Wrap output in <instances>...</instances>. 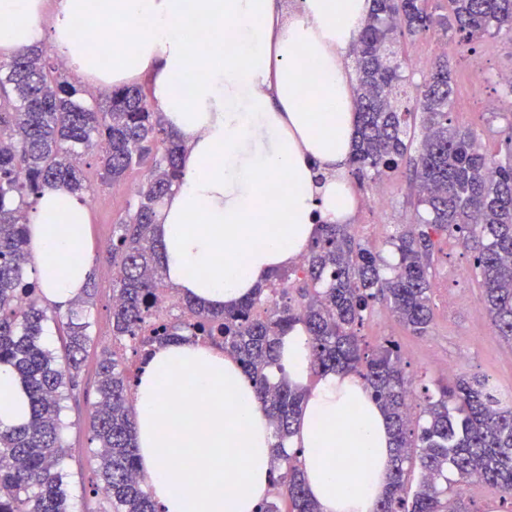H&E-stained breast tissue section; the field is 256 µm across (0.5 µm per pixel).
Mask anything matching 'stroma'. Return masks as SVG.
I'll use <instances>...</instances> for the list:
<instances>
[{"instance_id": "1", "label": "stroma", "mask_w": 512, "mask_h": 512, "mask_svg": "<svg viewBox=\"0 0 512 512\" xmlns=\"http://www.w3.org/2000/svg\"><path fill=\"white\" fill-rule=\"evenodd\" d=\"M447 45L448 64L455 88L452 118L456 125L470 128L492 155H499V138L488 137V129L505 130L512 126V94L498 80L499 73L512 71V36L484 37L474 45H464L454 30L436 26L430 31L401 38L399 53L412 84L422 83L433 70ZM87 176L96 180L99 204L90 211L89 258L94 287L91 309L92 340L87 348L78 385L65 393L62 419L63 441L70 450L64 468L70 512H112L109 502L97 494L99 461L89 427V414L98 400L97 362L105 341L112 338V259L109 246L112 226L134 202L147 170L131 171L117 184L100 182L94 158H87ZM386 193L383 212H375L367 190L358 193L359 206L353 217L363 231L361 243L392 256L388 244L396 225L410 223L413 206L412 172L408 164L378 181ZM434 321L425 336H414L399 325L384 307H375L361 329L372 346L385 339L396 340L411 360L405 370L415 390L451 382L461 376L486 377L490 386L512 395V344L495 336L481 309V290L473 257L458 242L448 240L433 256Z\"/></svg>"}]
</instances>
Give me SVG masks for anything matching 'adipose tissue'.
Instances as JSON below:
<instances>
[{
    "instance_id": "adipose-tissue-1",
    "label": "adipose tissue",
    "mask_w": 512,
    "mask_h": 512,
    "mask_svg": "<svg viewBox=\"0 0 512 512\" xmlns=\"http://www.w3.org/2000/svg\"><path fill=\"white\" fill-rule=\"evenodd\" d=\"M371 0H61L44 33L43 0H0V56L49 37L63 64L99 90L148 82L183 142V176L158 205L168 280L213 309L236 305L304 254L322 225L349 223L346 174L357 116L344 56ZM107 21L89 50L75 23ZM209 38L197 44L194 29ZM188 83V95L174 88ZM33 274L67 309L89 272V211L60 186L26 209ZM280 362L308 395L297 456L320 512H374L391 468L386 418L361 379L313 377L309 336H283ZM177 407H170L169 397ZM138 467L159 512H258L276 440L252 380L221 349L183 337L155 348L134 388ZM29 397L0 364V430L26 423ZM181 470L168 467L171 459Z\"/></svg>"
}]
</instances>
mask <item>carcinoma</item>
<instances>
[{
    "label": "carcinoma",
    "instance_id": "carcinoma-1",
    "mask_svg": "<svg viewBox=\"0 0 512 512\" xmlns=\"http://www.w3.org/2000/svg\"><path fill=\"white\" fill-rule=\"evenodd\" d=\"M427 0H372L353 44L358 115L349 158L351 174L374 181L407 160L413 164L423 213L390 238L397 263L355 242L347 224H324L300 269L283 270L239 304L222 310L187 298L192 323L149 327L151 307L166 281L161 245L152 234L155 210L182 177V144L142 86L112 90L101 105L35 45L0 61V364L11 366L28 391L29 421L0 431V512H68L62 441L64 391L77 386L91 341L85 287L66 312L40 304L30 263L25 208L45 185L89 198L93 185L82 157L96 158L103 182L117 183L133 165H154L137 201L112 231V341L142 346L188 334L218 340L255 382L277 454L276 476L259 512H319L297 460L283 451L306 395L286 379L280 339L301 325L308 333L315 373L350 370L383 407L393 440L389 489L376 512H469L458 481L478 477L512 495V404L486 379L460 377L424 393L419 416L411 412V381L394 340L367 349L359 331L378 304L415 336L434 319L431 258L442 239L459 241L474 255L483 310L493 331L512 341V161H496L467 128L453 124L448 61L424 80L419 106L400 101L406 81L395 50L397 36L429 30ZM449 28L472 43L503 30L512 33V0H447ZM422 130L411 154L416 129ZM29 298L19 310V295ZM65 330L64 358L44 345L45 324ZM116 352L102 349L97 365L99 399L90 414L101 484L112 512H156L140 479L129 393L134 378ZM421 481L408 492L406 475ZM286 507H281V504Z\"/></svg>",
    "mask_w": 512,
    "mask_h": 512
}]
</instances>
